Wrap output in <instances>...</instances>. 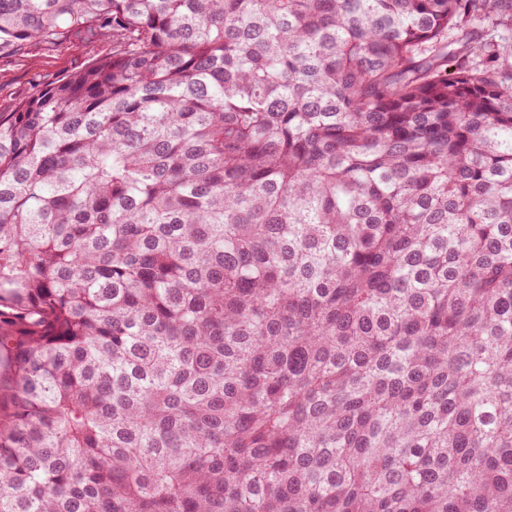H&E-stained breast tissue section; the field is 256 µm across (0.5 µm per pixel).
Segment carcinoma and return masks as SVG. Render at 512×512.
<instances>
[{"label": "carcinoma", "instance_id": "obj_1", "mask_svg": "<svg viewBox=\"0 0 512 512\" xmlns=\"http://www.w3.org/2000/svg\"><path fill=\"white\" fill-rule=\"evenodd\" d=\"M0 512H512V0H0ZM112 55V38L57 46L32 43L0 57V112H10L38 86H46L95 58Z\"/></svg>", "mask_w": 512, "mask_h": 512}]
</instances>
